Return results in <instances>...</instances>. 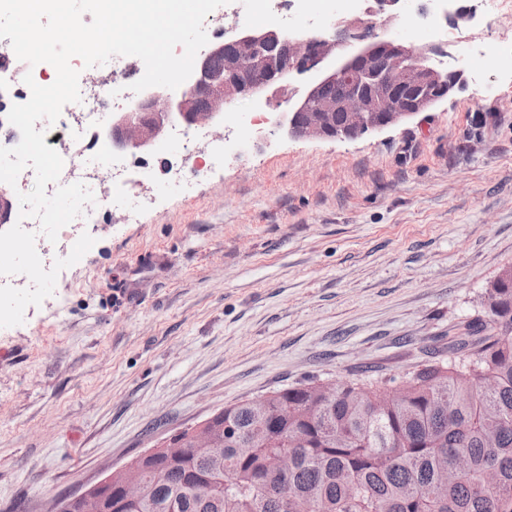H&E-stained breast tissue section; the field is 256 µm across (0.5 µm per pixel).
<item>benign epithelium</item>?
Returning a JSON list of instances; mask_svg holds the SVG:
<instances>
[{
  "instance_id": "obj_1",
  "label": "benign epithelium",
  "mask_w": 512,
  "mask_h": 512,
  "mask_svg": "<svg viewBox=\"0 0 512 512\" xmlns=\"http://www.w3.org/2000/svg\"><path fill=\"white\" fill-rule=\"evenodd\" d=\"M362 15L340 17L324 33L285 30L279 26L258 29L246 24L231 28L235 53L224 56V41L214 39L198 53L192 75L176 92L150 87L135 103L102 127L98 140L111 151L154 155L177 125L216 128L224 112L237 99L255 98L280 111L271 113L273 125L299 138L345 139L396 126L432 109L464 84L459 69L445 65L447 52L440 46L418 47L387 35L373 33L393 18L403 0H366ZM281 42L284 56L266 52ZM307 75L300 90L282 95L290 74ZM344 82L347 94L340 100L322 97L324 87ZM345 125L336 126V111ZM212 420L186 430L190 449H210V459L220 465L222 448L212 447ZM174 449L166 441L113 470L96 484L65 497L52 499L44 512H106L112 489L125 502H136L147 492L141 471L152 465L158 476Z\"/></svg>"
}]
</instances>
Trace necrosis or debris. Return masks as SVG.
I'll list each match as a JSON object with an SVG mask.
<instances>
[{"mask_svg":"<svg viewBox=\"0 0 512 512\" xmlns=\"http://www.w3.org/2000/svg\"><path fill=\"white\" fill-rule=\"evenodd\" d=\"M0 53L9 57L8 63L0 66V123H5L11 106L26 102L30 97V90L23 82L29 66L13 56L9 39H0ZM134 81L129 66L107 62L101 73L91 74L83 80L80 102L65 105L56 122L42 120L35 124L36 129L44 132L45 144L54 148L64 160L57 183L47 184V192H54L60 184L81 182L91 189L95 198L94 204L86 206L74 224L59 231L61 239L73 240L75 226L92 224L96 205L117 206L129 200L136 190L142 165L127 153L107 151L94 138L107 116L129 104L130 99L123 89ZM182 136L186 160L166 159L162 166L169 180L189 188L206 166L223 161L224 153L217 147L205 157H198L197 145L204 137L203 132L186 130Z\"/></svg>","mask_w":512,"mask_h":512,"instance_id":"1","label":"necrosis or debris"}]
</instances>
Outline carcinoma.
<instances>
[{
  "label": "carcinoma",
  "instance_id": "cac0c4a2",
  "mask_svg": "<svg viewBox=\"0 0 512 512\" xmlns=\"http://www.w3.org/2000/svg\"><path fill=\"white\" fill-rule=\"evenodd\" d=\"M488 320L448 337V363L407 375L406 399L375 408L381 382L338 386L326 403L310 382L270 394L259 424L248 402L224 407L215 436L224 470L186 453L165 479L142 473L137 504L112 496V512H512V266L486 292ZM291 471H276L282 454ZM465 456L469 470L443 489L439 474ZM498 472L488 487L483 475Z\"/></svg>",
  "mask_w": 512,
  "mask_h": 512
}]
</instances>
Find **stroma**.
Returning a JSON list of instances; mask_svg holds the SVG:
<instances>
[{"label": "stroma", "instance_id": "1", "mask_svg": "<svg viewBox=\"0 0 512 512\" xmlns=\"http://www.w3.org/2000/svg\"><path fill=\"white\" fill-rule=\"evenodd\" d=\"M230 0L330 29L342 0ZM403 0L387 35L443 43L465 85L347 139L288 135L267 108L224 114L223 167L191 190L149 168L134 218L98 210L93 247L0 328V512H42L225 406L297 384L402 379L448 357L512 266V15Z\"/></svg>", "mask_w": 512, "mask_h": 512}]
</instances>
